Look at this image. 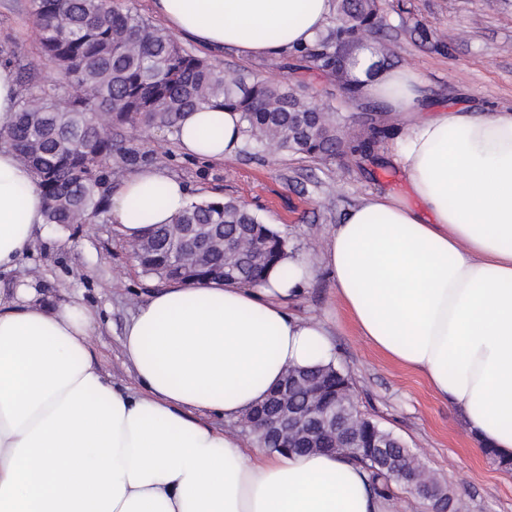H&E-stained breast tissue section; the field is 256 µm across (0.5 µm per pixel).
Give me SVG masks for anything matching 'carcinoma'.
Segmentation results:
<instances>
[{
  "label": "carcinoma",
  "instance_id": "1",
  "mask_svg": "<svg viewBox=\"0 0 512 512\" xmlns=\"http://www.w3.org/2000/svg\"><path fill=\"white\" fill-rule=\"evenodd\" d=\"M41 53L71 88L55 99L32 93L21 100L14 119L0 129L36 177L46 203V223L88 224L107 212L112 186L107 168L114 156L123 162L138 153L112 140V128L173 126L179 117L211 104L241 113L245 141L275 153L322 158L340 146L353 156L369 157L388 137L382 126L345 140L335 112L316 105L294 88L270 83L236 69H216L185 50L176 35L151 25L114 0H34ZM378 21L376 0H335L333 25L312 46L294 55L331 74L350 99L359 90L349 74L357 33ZM189 224H214L224 234L244 241V255L213 249L200 260L170 258L178 233ZM288 239L234 200L192 201L170 224H162L135 247L134 255L148 276L160 280H218L256 285L288 255ZM332 364L292 368L285 377H308L328 389L331 399L342 393L344 379ZM348 429L369 434L365 416L348 407ZM371 473L375 490L385 493L391 475L368 460L361 449L338 447ZM400 467L427 476L408 448L397 447Z\"/></svg>",
  "mask_w": 512,
  "mask_h": 512
}]
</instances>
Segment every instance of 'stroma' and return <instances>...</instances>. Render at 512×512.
<instances>
[{
	"mask_svg": "<svg viewBox=\"0 0 512 512\" xmlns=\"http://www.w3.org/2000/svg\"><path fill=\"white\" fill-rule=\"evenodd\" d=\"M390 45L386 65L409 67L427 83L431 108L485 111L512 106V0H378ZM182 46L218 67H231L293 86L316 103L340 111V127L359 135L360 112L372 109L383 126L388 113L372 99L348 100L334 78L310 62L283 56L250 60L232 50L213 51L189 39ZM14 72L29 70L22 94L62 98L69 88L41 55L32 0H0V58ZM124 144L148 155L185 183L193 200L232 199L287 236L293 252L315 262L335 224L369 192L413 201L402 171L385 146L373 156L333 155L313 161L299 155L268 158L243 147L230 160L204 162L182 153L170 127L123 132ZM132 246L111 222L61 227L42 225L22 267L0 275V289L38 288L49 304H79L97 317L91 350L113 383L130 386L134 374L123 333L152 288ZM293 312L326 322L336 365L348 374L360 411L398 436L463 506L462 512H512V471L477 448L458 414L431 389L426 377L386 358L362 336L336 298L335 280L316 268Z\"/></svg>",
	"mask_w": 512,
	"mask_h": 512,
	"instance_id": "obj_1",
	"label": "stroma"
}]
</instances>
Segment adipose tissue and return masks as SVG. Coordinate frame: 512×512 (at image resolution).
<instances>
[{
    "label": "adipose tissue",
    "instance_id": "adipose-tissue-1",
    "mask_svg": "<svg viewBox=\"0 0 512 512\" xmlns=\"http://www.w3.org/2000/svg\"><path fill=\"white\" fill-rule=\"evenodd\" d=\"M175 33L210 49L278 57L312 44L333 0H151ZM362 96L403 124L391 145L416 205L369 193L322 261L360 336L425 374L481 448L512 458V107L426 110V84L351 63ZM208 161L244 143L239 112L202 105L176 127ZM190 202L183 182L138 167L109 218L136 243ZM45 204L32 169L0 142V274L18 270ZM313 273L302 257L260 285L171 280L142 302L123 347L134 386L113 384L90 346L94 315L35 288L0 293V512H394L358 462L248 452L240 420L286 369L333 362L324 325L290 310Z\"/></svg>",
    "mask_w": 512,
    "mask_h": 512
}]
</instances>
